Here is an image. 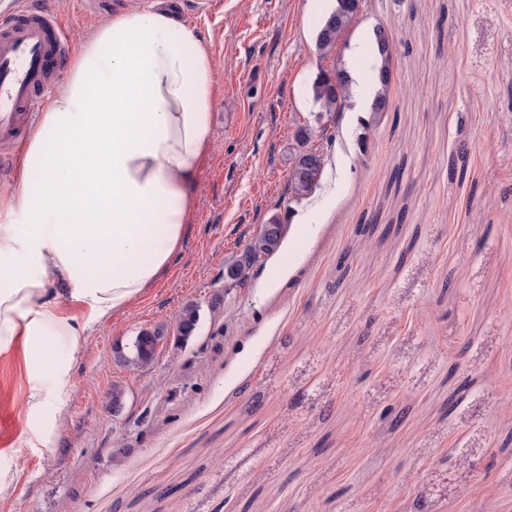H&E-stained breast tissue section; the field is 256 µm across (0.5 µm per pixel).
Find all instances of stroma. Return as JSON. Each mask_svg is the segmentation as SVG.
Returning a JSON list of instances; mask_svg holds the SVG:
<instances>
[{"label":"stroma","mask_w":512,"mask_h":512,"mask_svg":"<svg viewBox=\"0 0 512 512\" xmlns=\"http://www.w3.org/2000/svg\"><path fill=\"white\" fill-rule=\"evenodd\" d=\"M73 36L97 4L52 0ZM216 64L214 142L169 268L95 325L53 408L30 418L21 349L0 354V449L26 472L0 512H512V0H362L330 53L336 0H162ZM388 111L350 99L315 191L288 153L322 70L379 60ZM466 173L450 172L458 142ZM279 217L249 283L224 262ZM201 314L182 350L118 359L144 329ZM125 391L120 415L113 385ZM354 10L347 7L341 0L336 1V7L324 19L318 29L317 45L324 53L330 52L339 41L354 17ZM331 29V36H324L325 29ZM325 166V157H324ZM324 166L321 170L298 163L289 171L288 191L292 197L303 199L312 193L317 186L318 180L322 175Z\"/></svg>","instance_id":"obj_1"}]
</instances>
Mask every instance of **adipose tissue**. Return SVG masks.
<instances>
[{"label": "adipose tissue", "instance_id": "adipose-tissue-1", "mask_svg": "<svg viewBox=\"0 0 512 512\" xmlns=\"http://www.w3.org/2000/svg\"><path fill=\"white\" fill-rule=\"evenodd\" d=\"M215 64L192 28L153 6L83 41L46 100L0 197V354L21 348L54 404L94 325L166 270L191 221L192 179L213 140Z\"/></svg>", "mask_w": 512, "mask_h": 512}]
</instances>
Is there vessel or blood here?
I'll return each instance as SVG.
<instances>
[{
    "label": "vessel or blood",
    "mask_w": 512,
    "mask_h": 512,
    "mask_svg": "<svg viewBox=\"0 0 512 512\" xmlns=\"http://www.w3.org/2000/svg\"><path fill=\"white\" fill-rule=\"evenodd\" d=\"M73 36L49 0H0V139L19 136L36 100L60 78Z\"/></svg>",
    "instance_id": "b4317fda"
}]
</instances>
